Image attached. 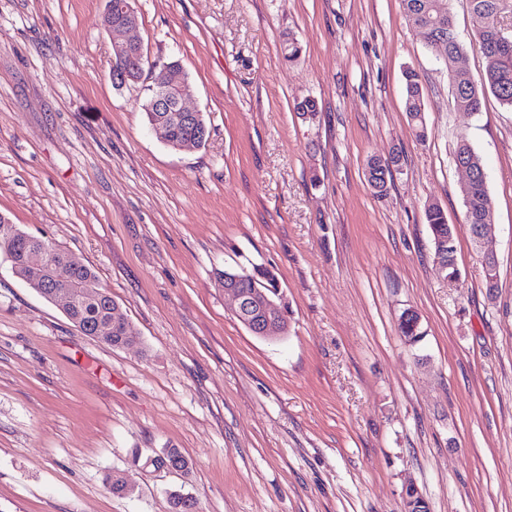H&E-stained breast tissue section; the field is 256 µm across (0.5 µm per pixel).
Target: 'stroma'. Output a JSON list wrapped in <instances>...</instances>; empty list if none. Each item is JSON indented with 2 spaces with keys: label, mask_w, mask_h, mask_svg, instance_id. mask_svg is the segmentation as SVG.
<instances>
[{
  "label": "stroma",
  "mask_w": 512,
  "mask_h": 512,
  "mask_svg": "<svg viewBox=\"0 0 512 512\" xmlns=\"http://www.w3.org/2000/svg\"><path fill=\"white\" fill-rule=\"evenodd\" d=\"M106 3L0 0V214L89 266L140 338L81 335L0 254V512H169L173 486L203 512H401L409 484L429 512H512V110L488 93L456 111L399 0H135V38L181 63L210 131L175 151L136 105L149 77L109 76ZM448 6L482 86V21L468 0ZM461 136L488 174L492 299ZM395 149L376 197L366 161ZM431 204L455 226L459 281L434 261ZM256 265L288 306L276 341L215 278ZM408 308L414 345L398 332ZM160 448L192 472L132 466ZM113 471L132 495L107 490ZM404 80L406 89L405 111L416 131L417 140L423 142L427 138V124L418 74L412 69H406Z\"/></svg>",
  "instance_id": "stroma-1"
}]
</instances>
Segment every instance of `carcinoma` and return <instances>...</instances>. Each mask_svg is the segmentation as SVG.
Instances as JSON below:
<instances>
[{"instance_id": "cac0c4a2", "label": "carcinoma", "mask_w": 512, "mask_h": 512, "mask_svg": "<svg viewBox=\"0 0 512 512\" xmlns=\"http://www.w3.org/2000/svg\"><path fill=\"white\" fill-rule=\"evenodd\" d=\"M405 16L414 24L425 28L423 36L428 49L436 58L442 56H459L465 51L464 44L454 40L449 28L438 22L437 12L433 9L435 0H400ZM509 0H469L473 13L482 15L487 20L486 26L477 33L475 45L486 64V84L492 95L500 105L512 110V42L503 43L498 39L501 28L497 25V16L507 7ZM154 69L156 65L148 64L147 57L128 58L114 66L112 69L136 70L144 73L145 69ZM405 80V111L410 123L416 131L417 140L423 142L427 138V124L425 120V104L421 94L418 74L407 69L404 72ZM452 97L455 108L460 112H478L481 109L484 93L480 92L469 79H451ZM205 118L197 123H179L171 128L170 142L172 145H181L188 141H198V136ZM463 158L472 164V167L482 172L485 170L481 157L477 154L469 141L461 137L457 141L454 159ZM399 161L398 154L393 152L389 158L381 160L371 157L366 163V177L369 185L377 197L387 194V179L392 177V167ZM465 207V223L485 224L492 219V200L488 192L487 180L477 177L471 184L469 194L463 200ZM426 221L429 224L434 247V259L447 266L446 273L452 274L456 269V244L454 225L448 223L443 210L432 205L426 210ZM43 239L35 236L22 238L12 245V258L16 261L22 276L35 286H40V278L35 273H27L23 268L24 251L38 245ZM67 251L60 250L58 261L63 266L58 270L57 276L67 282L77 284L89 289L92 302L81 306L70 314V318L86 325L106 320L110 317L114 299L112 295L97 292L101 284L95 272L88 266L73 267L67 263ZM219 282L233 287L247 298L257 290L264 291L270 297H275L278 289L277 277L268 269L254 267L252 269H224L216 272ZM138 335V332L129 321L112 325V341L109 345L117 348L119 344L127 342L129 337ZM158 463H167L173 467L183 466L191 462L177 448H163ZM170 512H200L198 502L186 503L176 491L168 492Z\"/></svg>"}]
</instances>
